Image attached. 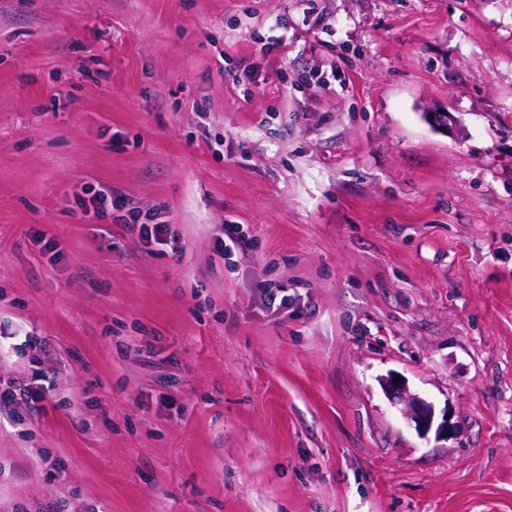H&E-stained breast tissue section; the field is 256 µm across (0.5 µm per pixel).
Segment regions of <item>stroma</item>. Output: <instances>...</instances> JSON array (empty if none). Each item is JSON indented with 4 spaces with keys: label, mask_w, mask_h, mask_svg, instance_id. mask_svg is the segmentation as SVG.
<instances>
[{
    "label": "stroma",
    "mask_w": 512,
    "mask_h": 512,
    "mask_svg": "<svg viewBox=\"0 0 512 512\" xmlns=\"http://www.w3.org/2000/svg\"><path fill=\"white\" fill-rule=\"evenodd\" d=\"M0 320V512H512V0H0ZM88 197L78 199V207L88 215L93 210L94 218L111 219V224H119L129 235L139 241L166 245L174 256H180L184 251L185 242L182 239L178 225L175 224H146L139 222L140 211L134 202L125 199H112V195L101 187L89 186L85 189ZM20 331H9L6 328L5 324L3 330L1 329L0 322V355L2 357V350L6 354L13 353L15 356L22 357L25 353V349L27 346H30L33 343H36L39 339L32 331L26 332L25 334H19ZM3 336V337H2ZM2 338L3 339H14L15 342H12L7 346H2ZM54 375V369L46 366L33 381L24 373L14 376L6 387L0 386V408L8 409L11 419L23 424L28 413H39L44 402L54 399ZM395 374H389L381 379L382 389L388 399L395 405H401L402 414L413 424L417 433L425 438L435 427L437 438H451L457 432V426L450 419L448 413L443 412L441 420L436 422L434 407L410 393L405 380L395 381ZM436 424V425H435Z\"/></svg>",
    "instance_id": "1"
}]
</instances>
